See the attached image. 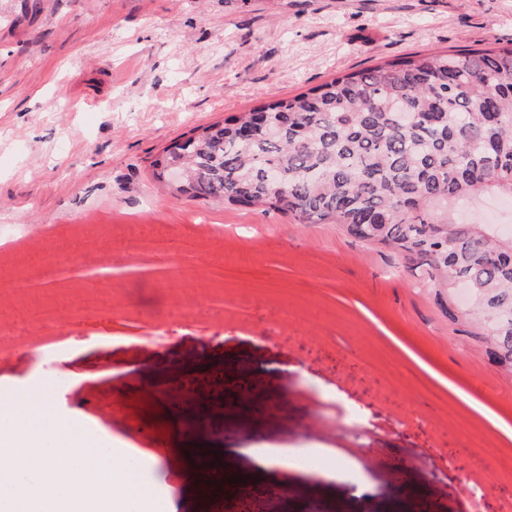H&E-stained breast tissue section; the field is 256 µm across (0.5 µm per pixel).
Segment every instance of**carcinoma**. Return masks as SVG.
Instances as JSON below:
<instances>
[{
    "label": "carcinoma",
    "mask_w": 512,
    "mask_h": 512,
    "mask_svg": "<svg viewBox=\"0 0 512 512\" xmlns=\"http://www.w3.org/2000/svg\"><path fill=\"white\" fill-rule=\"evenodd\" d=\"M171 192L338 224L436 288H467L470 335L512 365V239L452 219L512 198V43L408 54L224 122L152 162Z\"/></svg>",
    "instance_id": "1"
}]
</instances>
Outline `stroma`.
Returning <instances> with one entry per match:
<instances>
[{
  "instance_id": "obj_1",
  "label": "stroma",
  "mask_w": 512,
  "mask_h": 512,
  "mask_svg": "<svg viewBox=\"0 0 512 512\" xmlns=\"http://www.w3.org/2000/svg\"><path fill=\"white\" fill-rule=\"evenodd\" d=\"M512 43V0H0V248L111 264L112 302L0 337V401L51 384L57 414L138 457L156 512H472L469 450L489 501L512 487V371L466 333L468 298L436 291L336 224L171 195L164 148L199 125L408 53ZM205 222L241 257L222 302L152 338L180 298L130 224ZM98 225L100 251L73 233ZM249 314H241L242 297ZM249 385L240 419L222 379ZM203 411L182 436L173 405ZM167 429L168 438L157 435ZM481 445L470 448L469 439ZM262 448L327 452V473L260 466ZM216 451L246 481L194 476Z\"/></svg>"
}]
</instances>
